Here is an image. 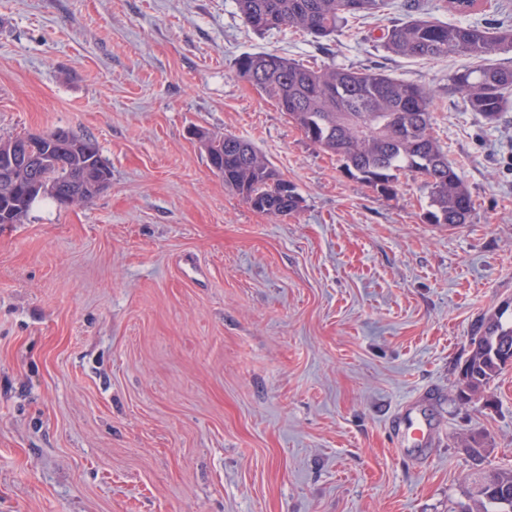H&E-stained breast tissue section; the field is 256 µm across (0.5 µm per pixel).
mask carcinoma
Returning a JSON list of instances; mask_svg holds the SVG:
<instances>
[{
	"label": "carcinoma",
	"mask_w": 512,
	"mask_h": 512,
	"mask_svg": "<svg viewBox=\"0 0 512 512\" xmlns=\"http://www.w3.org/2000/svg\"><path fill=\"white\" fill-rule=\"evenodd\" d=\"M245 23L258 33L294 29L317 41L341 32L350 22L373 16L388 0H235ZM382 47L410 59L469 56L485 60L512 49V26L480 28L433 19L423 12L392 24ZM237 74L281 111L312 145L329 152L344 172L380 197L397 194L400 175L423 178L429 190V224L457 226L469 222L472 197L433 134L432 92L423 85L390 77L381 70H354L336 65L311 69L271 52H247L235 62ZM448 89L483 121L500 120L512 94V66L481 64L456 70ZM57 131L42 134L36 149L44 164L34 172L17 167L12 188L0 191V224H22L33 204L51 200L64 205L68 174L93 170L111 179V170L90 139L69 135L70 144H56ZM208 163L218 168L224 186L238 193L254 210L288 215L300 207L295 187L248 140L226 135L200 136ZM512 358V317L505 313L482 318L466 356L457 365L458 390L464 403L484 395L505 370L495 352ZM473 504L463 512H512V468L469 474Z\"/></svg>",
	"instance_id": "carcinoma-1"
}]
</instances>
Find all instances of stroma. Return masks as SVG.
<instances>
[{"mask_svg":"<svg viewBox=\"0 0 512 512\" xmlns=\"http://www.w3.org/2000/svg\"><path fill=\"white\" fill-rule=\"evenodd\" d=\"M404 17L318 42L234 0H0V136L63 128L112 171L0 224V512H452L475 466L512 467V368L456 400L475 323L512 302V102L485 124L448 91L470 58L388 54ZM257 51L433 89L470 222L427 223L421 179L386 200L344 173L237 74ZM201 132L251 141L301 209L254 211ZM405 406L425 453L395 449Z\"/></svg>","mask_w":512,"mask_h":512,"instance_id":"1","label":"stroma"}]
</instances>
